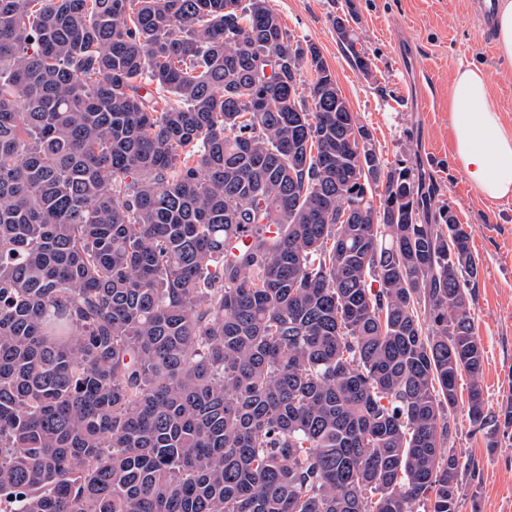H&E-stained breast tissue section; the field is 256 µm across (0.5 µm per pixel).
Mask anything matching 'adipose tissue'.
<instances>
[{
    "instance_id": "adipose-tissue-1",
    "label": "adipose tissue",
    "mask_w": 512,
    "mask_h": 512,
    "mask_svg": "<svg viewBox=\"0 0 512 512\" xmlns=\"http://www.w3.org/2000/svg\"><path fill=\"white\" fill-rule=\"evenodd\" d=\"M485 68L458 69L450 90L454 159L470 184L492 200L512 197V131L489 101Z\"/></svg>"
}]
</instances>
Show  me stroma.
<instances>
[{
    "mask_svg": "<svg viewBox=\"0 0 512 512\" xmlns=\"http://www.w3.org/2000/svg\"><path fill=\"white\" fill-rule=\"evenodd\" d=\"M471 0H269L292 39L317 46L352 112L373 135L379 158L430 181L432 209H452L471 234L479 258L473 317L484 349L483 387L493 416L512 410V198L490 200L454 161L449 90L458 66L490 75V101L512 128V62L499 57L494 36ZM351 11L358 45L369 55L362 75L340 48L333 21ZM451 444L476 467L464 482L460 512H512V425L498 426L486 445L465 407H458Z\"/></svg>",
    "mask_w": 512,
    "mask_h": 512,
    "instance_id": "1",
    "label": "stroma"
}]
</instances>
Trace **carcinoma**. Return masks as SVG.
I'll use <instances>...</instances> for the list:
<instances>
[{"instance_id": "obj_1", "label": "carcinoma", "mask_w": 512, "mask_h": 512, "mask_svg": "<svg viewBox=\"0 0 512 512\" xmlns=\"http://www.w3.org/2000/svg\"><path fill=\"white\" fill-rule=\"evenodd\" d=\"M422 208L268 0H0V512H460L479 262Z\"/></svg>"}]
</instances>
